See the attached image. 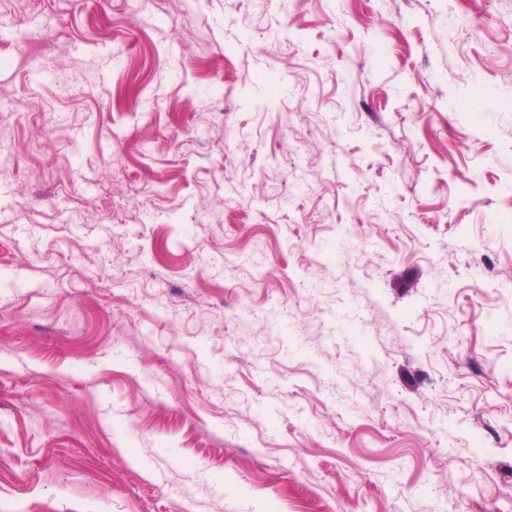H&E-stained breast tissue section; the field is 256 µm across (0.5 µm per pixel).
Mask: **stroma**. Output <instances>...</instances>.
I'll list each match as a JSON object with an SVG mask.
<instances>
[{"label":"stroma","instance_id":"35a3bbf8","mask_svg":"<svg viewBox=\"0 0 512 512\" xmlns=\"http://www.w3.org/2000/svg\"><path fill=\"white\" fill-rule=\"evenodd\" d=\"M512 0H0V512H512Z\"/></svg>","mask_w":512,"mask_h":512}]
</instances>
